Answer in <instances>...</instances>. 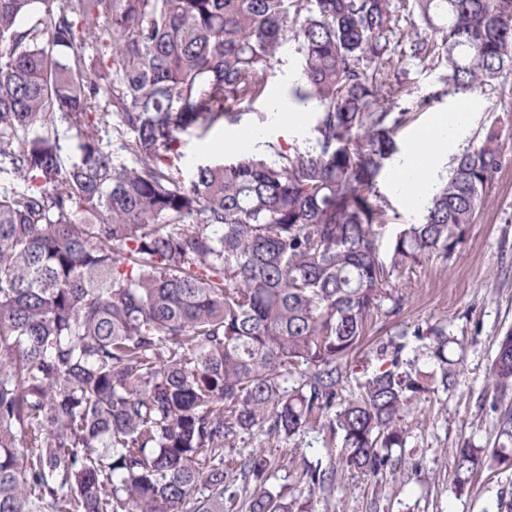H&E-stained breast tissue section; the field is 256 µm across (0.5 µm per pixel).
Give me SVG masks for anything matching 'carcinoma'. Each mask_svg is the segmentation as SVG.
I'll return each instance as SVG.
<instances>
[{"mask_svg": "<svg viewBox=\"0 0 512 512\" xmlns=\"http://www.w3.org/2000/svg\"><path fill=\"white\" fill-rule=\"evenodd\" d=\"M392 37L452 95L512 75V0H0V172L20 182L0 187V512H224L228 472L267 469L224 445L321 417L342 467L406 475L402 418L459 384L448 327L396 331L388 367L336 398L366 319L402 309L393 280L461 251L503 152L487 129L420 221L389 228L374 188L411 95ZM285 41L313 144L186 174L182 135L237 123ZM488 385L512 394V332ZM449 452L460 494L512 461ZM294 504L263 489L249 512Z\"/></svg>", "mask_w": 512, "mask_h": 512, "instance_id": "carcinoma-1", "label": "carcinoma"}]
</instances>
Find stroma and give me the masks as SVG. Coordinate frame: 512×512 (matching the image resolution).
<instances>
[{"label":"stroma","mask_w":512,"mask_h":512,"mask_svg":"<svg viewBox=\"0 0 512 512\" xmlns=\"http://www.w3.org/2000/svg\"><path fill=\"white\" fill-rule=\"evenodd\" d=\"M270 95L242 105L238 124L214 128L207 138L183 137L182 169L204 162L229 161L241 154L264 152L266 143L307 146L313 140L315 114L295 101L291 90L300 81V57L294 43L278 54ZM411 101L430 99L428 109L411 113L406 125L396 130V150L383 162L376 192L386 202L388 224L416 223L419 211L410 210L395 186L394 173L400 155L417 141L435 114L468 106V126L459 140L440 158L432 173V186L448 175L451 157L474 144L478 130L495 127L503 147V164L495 177L492 194L477 221L469 225L467 242L457 256L445 260L431 256L406 271L396 282L405 296L399 315L379 311L370 318L365 337L353 358L352 379L342 390L350 395L356 383L386 368L376 353L377 340L417 323L444 324L453 339L449 359L458 361L461 383L453 392L431 393L403 418L406 431L405 461L414 475L409 483L387 475L376 480L356 471L339 470L333 488L326 493L310 491L300 483L303 463L328 469L339 462L341 438L331 435L321 423H313L299 435L280 440L258 429L224 449L227 459H244L253 449H263L270 466L262 479L237 477L233 499L225 500L224 512H248L250 500L260 489L280 492L305 503L308 512H501V503L512 502V465H502L480 474L471 492L458 494L453 483L451 448L468 443L477 448L497 445V415L491 409L492 395L486 379L500 336L512 331V76L502 80L493 98L482 93L467 100L448 94L443 72L415 61L405 62ZM503 110L493 112L491 100ZM284 105L299 113L301 126L288 133L273 130V106ZM263 128L264 142L242 146L243 129Z\"/></svg>","instance_id":"1"}]
</instances>
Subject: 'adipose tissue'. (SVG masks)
<instances>
[{
	"instance_id": "1",
	"label": "adipose tissue",
	"mask_w": 512,
	"mask_h": 512,
	"mask_svg": "<svg viewBox=\"0 0 512 512\" xmlns=\"http://www.w3.org/2000/svg\"><path fill=\"white\" fill-rule=\"evenodd\" d=\"M466 119L467 112L463 109L439 114L422 133L414 149L398 164V184L412 207H419L436 158L447 150L449 142L461 135Z\"/></svg>"
}]
</instances>
